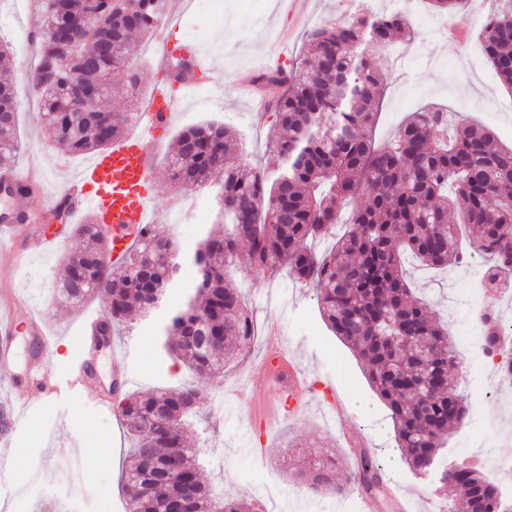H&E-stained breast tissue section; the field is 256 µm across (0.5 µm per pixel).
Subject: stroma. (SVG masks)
Masks as SVG:
<instances>
[{
  "mask_svg": "<svg viewBox=\"0 0 512 512\" xmlns=\"http://www.w3.org/2000/svg\"><path fill=\"white\" fill-rule=\"evenodd\" d=\"M353 9L352 0H309L306 21L294 24L281 11L278 0H224L220 20L206 18L197 5H189L175 23L173 34L194 42L211 56L213 79L184 98L167 140L154 151L155 170H162L182 131L207 121L223 124L237 134L239 156L246 163L256 166L264 161L267 145L277 134L276 117L271 111L255 117L249 99L238 88V78L253 72L280 44L289 49L286 66H293L307 51L308 26L348 18ZM407 22L411 36L396 45L400 59L385 52L372 58L375 67L387 75L373 131L376 141L386 142L411 113L434 104L466 122L488 128L500 147L511 148L512 92L499 82L476 36H468L460 46L449 45L440 32L446 18L431 9L428 0H413ZM38 32L27 0H5L0 5V40L12 49L14 62L8 77L19 97L17 136L24 151L42 153L46 171L44 183L22 199L33 212L43 209L53 186L63 185L88 160L87 155H75L70 157L68 169H59L57 150L37 118L38 99L25 76V63L33 58L32 39ZM129 53L140 72V93L134 98L125 85H113L106 102L113 112H140L160 84L155 68L156 44L146 39L135 41ZM182 194L177 185L156 178L158 222L169 227L178 243L190 251L206 230L218 223L219 213L215 191L205 185L192 193L194 202L207 214L205 222L181 223ZM39 232V224H22L18 242L25 257L15 265L0 262V289L46 307L53 328L65 330L67 338L75 342V356H88L89 334L74 327L85 305H61L58 295L64 259L79 250L81 242L71 235L55 252L46 253L38 246ZM409 272L433 319L447 327L449 337H456L468 315L466 295L479 290L477 279L468 277L455 262L441 270L413 265ZM230 276L257 324H279L287 337L288 353L301 374L320 383L309 392L304 413L281 422L267 440H245L246 417L239 406L224 397L225 386L246 375L262 357L261 338L247 345L244 360L230 361L223 377L214 380L194 379L180 362L161 357L155 344L159 330L150 320L135 322L112 339L129 358L132 392L145 395L160 387L177 388L192 382L204 389L201 411L205 419L192 423L187 431L192 446L202 450L204 483L223 487L225 496L260 503L265 500L263 487L278 484L285 512H358L359 495L348 488L324 489L309 501L293 496L301 484L297 463L312 450L335 452L342 473L354 470L356 459L339 431L344 424L383 461L386 474L411 498L415 512H442L441 500L422 498L421 491L430 487V480L416 476L401 459L388 407L372 388L360 359L324 321L314 292L286 272L258 274L244 261ZM484 364L486 373L479 380H471L465 363L453 371L452 378L466 405L477 407L483 419L493 425L497 453L512 456V417L503 415L504 409L512 410V383L499 377L495 359H485ZM98 401L99 393L94 389L79 391L67 401H32L26 426L12 436L15 454L8 466L9 495L0 499V512H69L66 497L74 477L90 488L106 489V496L97 501V512H110L112 503L122 502L120 475L130 445L117 414L100 407ZM76 423L81 426L77 432L72 429ZM107 445L112 448L111 458L93 465L58 453L62 446Z\"/></svg>",
  "mask_w": 512,
  "mask_h": 512,
  "instance_id": "stroma-1",
  "label": "stroma"
}]
</instances>
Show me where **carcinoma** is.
<instances>
[{"mask_svg":"<svg viewBox=\"0 0 512 512\" xmlns=\"http://www.w3.org/2000/svg\"><path fill=\"white\" fill-rule=\"evenodd\" d=\"M40 19L33 84L40 93L41 123L67 155L112 146L131 116L105 111L112 80L137 96L140 78L127 46L150 36L162 0H125L124 14L112 0H32ZM87 14L100 25L81 34L72 51L73 21ZM409 30L395 12L354 15L321 22L306 32L309 56L293 68L291 85L277 96L279 135L264 166L234 156L236 139L224 126L206 122L179 136L167 158L168 178L191 191L209 172L219 213L229 229L182 252L163 227L146 225L129 248L119 277L98 256L111 236L91 222L75 228L82 247L66 264L59 289L65 301L96 298L107 326L126 328L161 308L165 292L190 262L192 295L162 320L159 351L193 374H224L255 336L240 289L224 269L238 248L250 246L251 267L276 272L286 266L315 292L331 330L362 360L368 378L392 412L397 450L410 470L436 457L448 430L468 408L448 376L457 354L448 331L433 321L403 266L410 255L428 267L462 259L458 229L476 232L473 251L487 258L482 284L512 274V149L494 146L491 131L450 122L431 106L413 114L388 142L372 138L377 95L386 77L365 54L384 51ZM484 55L500 82L512 89V7L500 10L478 33ZM97 87L91 109L77 106L70 85ZM17 91L0 81V169L15 164ZM357 201L351 228L319 256L307 242L336 236L345 205ZM190 385L131 393L119 402L127 435L134 440L122 470L126 512H259L255 503L217 499L199 477L198 449L179 429L185 407L200 403ZM384 464L363 454L347 482L359 492L379 487ZM312 488L336 487V459L309 460ZM440 491L460 512H500L499 490L477 467H457Z\"/></svg>","mask_w":512,"mask_h":512,"instance_id":"obj_1","label":"carcinoma"}]
</instances>
